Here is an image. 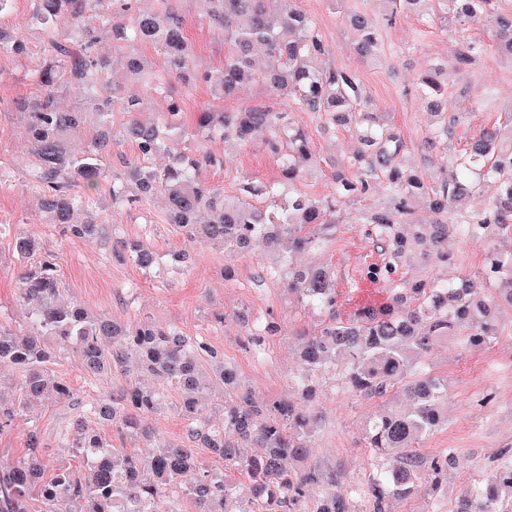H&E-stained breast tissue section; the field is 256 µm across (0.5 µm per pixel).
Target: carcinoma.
I'll return each instance as SVG.
<instances>
[{
	"label": "carcinoma",
	"mask_w": 512,
	"mask_h": 512,
	"mask_svg": "<svg viewBox=\"0 0 512 512\" xmlns=\"http://www.w3.org/2000/svg\"><path fill=\"white\" fill-rule=\"evenodd\" d=\"M138 0H33L30 22L41 26L47 48L43 64L32 75L35 94L17 99L13 108L24 117L28 142L25 157L0 168V183L19 175L39 191L42 212L64 236L100 238L111 247L112 261H131L143 270L160 265L163 257L140 238H115L98 221L75 216L93 202L91 191L110 185L112 207L140 205L161 195L166 222L190 243L218 242L230 253L246 252L261 241L270 249L288 244L270 275L300 304L320 309L324 320L298 336L303 364L295 383L300 400L257 401L241 386L236 370L204 338L184 335L175 327L133 321L124 327L91 314L76 302L61 301L62 282L56 258L44 244L17 224H0V237L12 240L13 253L23 263L17 299L28 306L36 332L26 334L0 326V367L18 370L14 400H0V434L24 420L28 453L0 474V512H182L191 499L197 512H356L354 499L363 496L372 512H392L393 501L419 491L430 497L443 493L448 467L459 464L450 450L432 458L417 447L428 433L448 422L442 404L448 384L431 373L426 359L437 346L457 339L484 346L498 336L494 315L498 300L512 307V113L507 132L485 129L466 148L448 158V175L428 187L398 162L401 139L369 111L367 96L356 72L326 68L325 49L297 0H200L206 22L224 30V66L202 74L217 97L227 99L257 85L271 95L286 96L289 109L256 106L229 111L208 105L186 125L179 100L169 93L172 78H189L193 49L183 17L175 11L143 12ZM493 0H448V15L473 21ZM355 35V52L373 59L380 37L369 18L348 19ZM109 35L127 75L166 98V109L145 122L139 118L144 100L128 97L108 81L113 60L98 49ZM494 41L512 54V13L496 19ZM157 47L165 68L150 67L140 48ZM24 49L22 35L0 27V56ZM486 46L467 41L458 62L469 64ZM443 69L420 78L421 98L440 126L427 140L431 149L448 153V141L461 116L453 111ZM74 87L87 94L86 105L64 109L61 93ZM128 119L112 132V113ZM309 112L325 130L355 132L357 149L346 170L334 175L332 193L310 197L302 191L304 173L315 163L311 141L292 113ZM92 125L81 147L74 132ZM265 134L264 146L276 159L279 174L268 182L244 181L233 196L202 178L223 158L205 143L220 140L242 145ZM190 137L197 146L170 157L161 169L151 161L174 137ZM136 147V161L117 155L119 165L105 163L120 143ZM386 183L389 201L361 217L383 252L380 263L365 267L363 279L394 281L416 247L424 246L428 262H448V237L488 243L476 275L455 280L402 279L388 301L364 305L343 318L337 312L334 271L327 264L302 265L292 254L323 247L336 228L343 200L368 194ZM495 195L483 199L484 186ZM418 197L431 211L449 219L422 227L409 223L411 204ZM248 344L258 356L278 335L274 319L263 323L239 312ZM57 336L77 352L91 378L120 376L111 392L89 400L76 396L50 369L57 354L45 337ZM155 384L144 385L138 373ZM332 376L340 388L355 396L388 404L364 428L365 448L376 465L361 489L347 494L326 492L341 479L307 462L311 438L321 423L316 396L323 379ZM224 388L228 401L223 418L214 425L202 403L207 391ZM399 388L409 407L390 405ZM178 395L176 412L184 421L181 440L155 448L145 464L122 451L90 426L109 422L123 436L149 437L145 419ZM68 404L70 414L58 440L74 448L85 463L81 472L59 468L45 474L41 436L34 414L44 399ZM205 448L224 461V470L246 475L250 497L235 505L236 486L203 469L196 449ZM512 491V465L492 478L463 491L451 512H509L501 492Z\"/></svg>",
	"instance_id": "1"
}]
</instances>
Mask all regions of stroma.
I'll return each mask as SVG.
<instances>
[{"label": "stroma", "mask_w": 512, "mask_h": 512, "mask_svg": "<svg viewBox=\"0 0 512 512\" xmlns=\"http://www.w3.org/2000/svg\"><path fill=\"white\" fill-rule=\"evenodd\" d=\"M171 4L184 18L196 69L204 72L221 67L226 50L223 31L205 22L198 0H171ZM298 6L319 30L324 62L357 72L372 111L380 113L400 135L406 167L427 185L440 181L444 163L424 148L437 126L418 94V78L424 70L442 66L450 85L468 88L466 95L454 99L455 111L463 115L450 141L455 149H463L482 129L502 123L505 112L512 110V58L491 46L495 18L498 13L512 12V0H494L492 9L478 20L462 25L444 22L447 6L442 0L430 14L402 12L392 18L376 0H298ZM359 11L368 14L379 31L377 59L364 60L353 51L347 18ZM31 13V0H12L8 12L0 15V26L18 29L27 46L23 54L0 57V167L28 151L23 121L12 103L32 92V74L43 56L45 36L39 26L31 24ZM466 37L487 43L488 50L477 62L462 66L457 54ZM294 120L308 132L318 161L305 174L302 189L314 197L325 196L336 172L346 169L356 140L343 130L324 136L317 118L308 112L295 113ZM209 149L223 155L224 166L204 171L203 177L225 194H235L242 181L266 182L278 175L262 137L235 148L217 141ZM93 197L88 216L114 226L117 235L142 238L164 256L184 249L182 236L164 220L162 198L144 206L116 208L105 186ZM386 201L383 189L378 188L347 203L337 212L336 230L326 245L302 255L303 260L333 267L340 314H349L364 302H384L389 294L387 286L361 279L364 266L380 261L381 256L359 222L361 215ZM0 223L20 225L55 254L65 300L117 321L149 320L178 327L188 336L204 337L223 351L225 361L237 369L258 400L296 399L294 381L301 365L295 336L313 327L322 314L298 306L281 283L268 277L275 259L265 247L259 245L234 257L237 277L230 283L224 279L225 253L220 245H199L196 262L187 269L167 263L150 271L131 263L120 265L112 261L102 241L60 237L46 223L36 192L20 179L0 184ZM483 258L482 244L453 237L448 241L447 264L417 260L404 268L403 275L455 279L480 270ZM19 271V264L12 260L10 238H0V325L14 330L29 326L28 313L16 296ZM243 310L255 319L275 317L281 326L280 335L270 339L265 357H255L247 345L246 332L236 317ZM217 311L223 312L224 321L215 326L210 317ZM428 365L434 375L448 381V422L427 436L418 451L429 457L449 449L462 464L448 470L440 497L414 494L396 503L393 512H451L460 491L485 480L500 464L501 450L512 447V311L502 313L500 334L490 345L466 347L452 339L436 349ZM53 371L87 399L116 384L109 376L88 378L75 351L68 347L61 350ZM319 401L324 425L311 443L310 462L341 474L339 492L363 486L373 470L363 445V429L382 409V402L359 398L329 381L323 383ZM67 414L62 403L41 408L37 424L43 435L42 452L51 465L79 470L84 466L81 458L56 437Z\"/></svg>", "instance_id": "stroma-1"}]
</instances>
